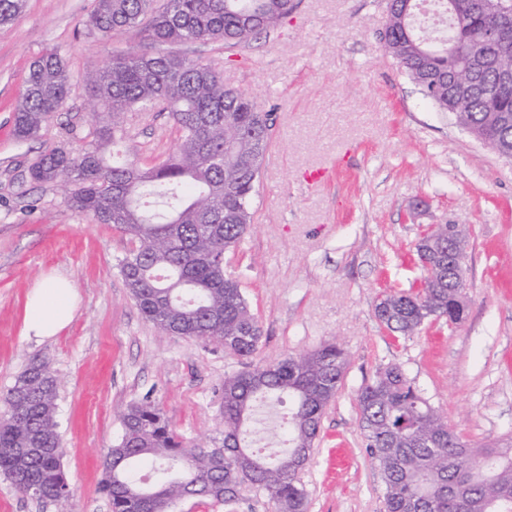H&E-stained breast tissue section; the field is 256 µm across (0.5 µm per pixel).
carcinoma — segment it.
<instances>
[{
  "mask_svg": "<svg viewBox=\"0 0 512 512\" xmlns=\"http://www.w3.org/2000/svg\"><path fill=\"white\" fill-rule=\"evenodd\" d=\"M24 0H0V25L22 12ZM431 8L439 24L420 25L414 9L391 7L383 34L386 53L423 96L457 121L498 134L493 117L512 118V83L496 70L474 76L473 92L456 97L449 76L465 78L476 59L492 55L512 68V26L495 45L481 38L482 20L452 23L448 0ZM293 0H93L95 32L134 30L136 44L108 65L91 63L82 82L93 112L94 140L74 151L54 149L28 166L29 179L55 186L69 206L97 224H111L135 243L119 273L141 314L163 334L213 341L242 359L256 354L261 328L240 282L224 271L254 221L253 196L271 143L272 112L224 84L210 63L167 49L200 41L231 48L276 28ZM462 50L448 53V42ZM71 75L59 53L30 66L13 115V133L29 140L61 111ZM159 110L179 136L161 163L141 167L126 146V115ZM448 242L439 224L424 246ZM422 290L389 293L375 305L388 330L413 335L430 320L458 321L462 289L439 263L424 268ZM349 364L330 342L300 356L224 378V463L214 448H192L161 409L145 400L121 412L122 434L103 456L101 485L112 512H174L186 489L213 504L238 503L243 488L264 493L277 512H307L300 475L309 464L326 407ZM57 381L50 366L33 360L0 400V474L20 493L65 503L71 490L62 467L64 448L55 420ZM291 400L276 428L288 451L263 457L247 444V427L260 435V409ZM365 448L383 482L385 512H512V441L473 448L448 426L397 364L378 370L357 396ZM152 460V476L138 466Z\"/></svg>",
  "mask_w": 512,
  "mask_h": 512,
  "instance_id": "cac0c4a2",
  "label": "carcinoma"
}]
</instances>
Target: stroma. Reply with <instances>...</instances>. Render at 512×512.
Listing matches in <instances>:
<instances>
[{
    "instance_id": "35a3bbf8",
    "label": "stroma",
    "mask_w": 512,
    "mask_h": 512,
    "mask_svg": "<svg viewBox=\"0 0 512 512\" xmlns=\"http://www.w3.org/2000/svg\"><path fill=\"white\" fill-rule=\"evenodd\" d=\"M91 3L26 0L0 26V396L32 360L53 370L73 512H111L100 461L128 405L155 401L185 441L209 448L224 428L225 376L331 340L350 363L301 475L308 512H384L357 395L386 365H401L468 443L512 439V163L435 111L386 55L387 0H295L288 19L248 44L180 48L272 113L255 221L224 257L262 330L248 363L216 343L162 334L118 271L128 236L28 178L38 155L92 141L81 76L136 39L88 31ZM48 51L63 57L70 93L37 138L20 141L13 110L31 63ZM127 131L144 167L177 142L164 112L129 113ZM431 224L469 232L466 315L399 336L374 304L420 288L415 242ZM50 274L67 278L79 303L69 326L39 342L25 336L24 319L32 288Z\"/></svg>"
}]
</instances>
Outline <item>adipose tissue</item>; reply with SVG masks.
Segmentation results:
<instances>
[{
  "label": "adipose tissue",
  "instance_id": "1",
  "mask_svg": "<svg viewBox=\"0 0 512 512\" xmlns=\"http://www.w3.org/2000/svg\"><path fill=\"white\" fill-rule=\"evenodd\" d=\"M77 296L65 278L50 277L32 291L26 310L25 334L42 341L56 336L74 317Z\"/></svg>",
  "mask_w": 512,
  "mask_h": 512
}]
</instances>
